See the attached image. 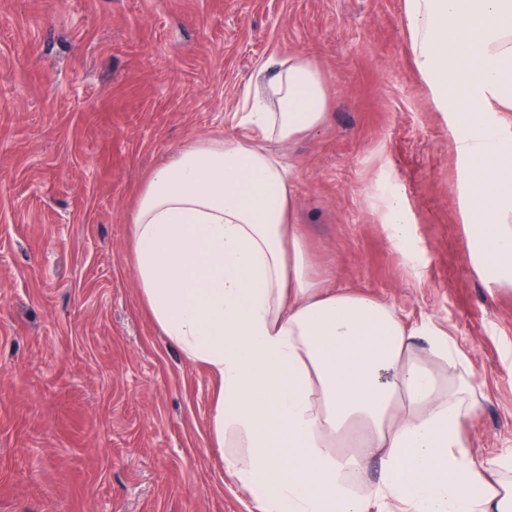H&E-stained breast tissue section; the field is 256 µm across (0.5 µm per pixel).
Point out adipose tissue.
Returning <instances> with one entry per match:
<instances>
[{
  "instance_id": "obj_1",
  "label": "adipose tissue",
  "mask_w": 512,
  "mask_h": 512,
  "mask_svg": "<svg viewBox=\"0 0 512 512\" xmlns=\"http://www.w3.org/2000/svg\"><path fill=\"white\" fill-rule=\"evenodd\" d=\"M403 27L449 116L473 267L512 291V0H404ZM329 102L308 55L273 59L244 92V134L197 138L147 177L130 213L140 299L214 377L209 440L256 512H512V450L472 453L480 386L455 342L325 287L293 222L290 172L266 144L317 130ZM377 210L406 245L403 196Z\"/></svg>"
}]
</instances>
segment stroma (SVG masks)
Instances as JSON below:
<instances>
[{
    "label": "stroma",
    "mask_w": 512,
    "mask_h": 512,
    "mask_svg": "<svg viewBox=\"0 0 512 512\" xmlns=\"http://www.w3.org/2000/svg\"><path fill=\"white\" fill-rule=\"evenodd\" d=\"M403 0H0V512H251L207 426L214 380L152 322L129 255L136 188L234 135L267 60L309 54L325 125L278 146L330 288L432 321L483 391L473 451L512 449V293L468 257L448 115ZM398 191L407 249L372 210Z\"/></svg>",
    "instance_id": "stroma-1"
}]
</instances>
